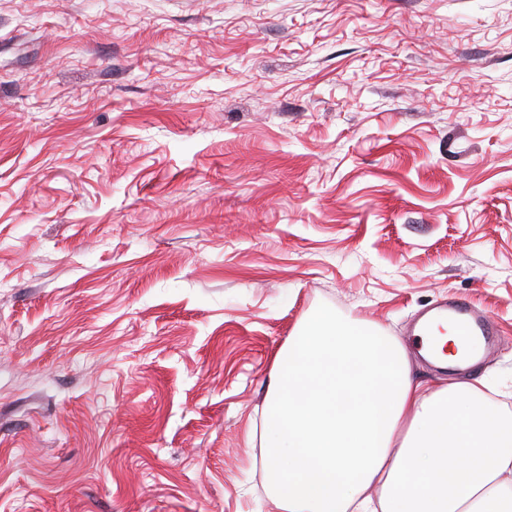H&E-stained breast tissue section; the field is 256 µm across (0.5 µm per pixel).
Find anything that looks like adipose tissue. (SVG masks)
Returning a JSON list of instances; mask_svg holds the SVG:
<instances>
[{
	"instance_id": "ef3b65f1",
	"label": "adipose tissue",
	"mask_w": 512,
	"mask_h": 512,
	"mask_svg": "<svg viewBox=\"0 0 512 512\" xmlns=\"http://www.w3.org/2000/svg\"><path fill=\"white\" fill-rule=\"evenodd\" d=\"M260 445L278 512H512V417L484 382L415 380L398 340L325 311L274 360Z\"/></svg>"
}]
</instances>
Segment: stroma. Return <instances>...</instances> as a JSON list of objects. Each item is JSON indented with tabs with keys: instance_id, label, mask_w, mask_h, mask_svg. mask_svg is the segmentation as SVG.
<instances>
[{
	"instance_id": "stroma-1",
	"label": "stroma",
	"mask_w": 512,
	"mask_h": 512,
	"mask_svg": "<svg viewBox=\"0 0 512 512\" xmlns=\"http://www.w3.org/2000/svg\"><path fill=\"white\" fill-rule=\"evenodd\" d=\"M451 296L512 411V0H0V512H275L289 336ZM435 309L448 312L466 336H476L483 345V354L499 345V335L493 320L469 301L454 297Z\"/></svg>"
}]
</instances>
